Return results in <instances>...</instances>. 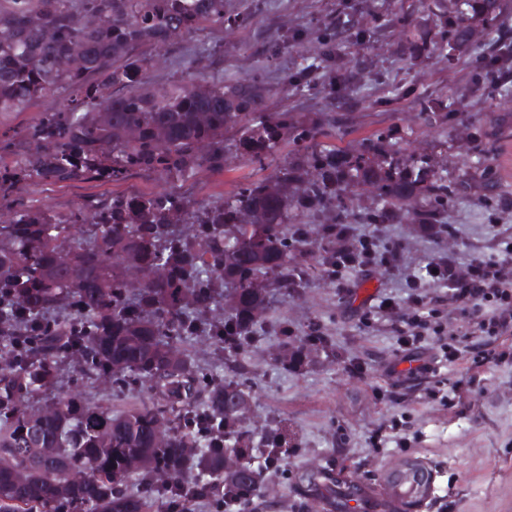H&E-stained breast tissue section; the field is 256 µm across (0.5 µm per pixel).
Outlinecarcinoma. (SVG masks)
Wrapping results in <instances>:
<instances>
[{
  "mask_svg": "<svg viewBox=\"0 0 512 512\" xmlns=\"http://www.w3.org/2000/svg\"><path fill=\"white\" fill-rule=\"evenodd\" d=\"M79 12L98 22L79 24ZM457 18L429 39L450 62L468 40L470 14ZM226 22L243 20L224 18V0H0V112L21 109L55 82L70 90L21 132L22 162L0 163V212L10 215L0 224V348L10 353L0 366V512H144L158 492L154 473L168 477L164 488L178 500L188 470L200 497L246 505L288 453L283 428L256 441L230 411L233 399L249 397L240 355L257 341L270 292L296 293L336 264L338 223L384 224L412 210L420 223L440 224L448 214L455 189L432 159L390 149L380 135L347 150L318 143L351 108L345 97L329 93L327 111L301 121L263 111L266 89L252 78L203 89L192 73L170 97L142 91L145 48ZM340 37L322 31L323 59H336ZM511 50L504 35L485 56L494 62ZM446 109L423 99L419 118L430 124ZM19 136L0 137V157L17 154ZM231 155L274 169L222 204L173 190L114 194L87 224L80 207L61 219L14 196L23 181L119 183L137 172L181 181L224 169ZM359 186L373 191L376 206H354ZM292 210L331 223L293 224ZM218 304L224 316L212 319ZM202 330L224 353L221 383L204 381L178 349ZM280 336L273 361L286 368L329 342L286 325ZM75 350L80 376L110 374L120 390L148 384L161 400L114 414L66 393L29 414L27 401L54 387L57 363ZM218 431L224 440L210 436ZM228 449L247 459L250 480L224 473ZM134 475L141 497L120 490Z\"/></svg>",
  "mask_w": 512,
  "mask_h": 512,
  "instance_id": "carcinoma-1",
  "label": "carcinoma"
}]
</instances>
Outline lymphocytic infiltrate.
Wrapping results in <instances>:
<instances>
[{
    "label": "lymphocytic infiltrate",
    "mask_w": 512,
    "mask_h": 512,
    "mask_svg": "<svg viewBox=\"0 0 512 512\" xmlns=\"http://www.w3.org/2000/svg\"><path fill=\"white\" fill-rule=\"evenodd\" d=\"M345 237L355 238L360 250L356 260L337 264L335 270L327 272L328 280L345 286L347 273L356 271L367 275L376 266L395 271L401 268L404 257L399 243H381L377 235L356 233L354 227H346ZM424 279L407 282L413 294L408 307H400L391 297L385 298L383 306L393 315V332L399 351L396 363L408 364L409 374L429 373V364L421 362L417 351L427 336H444L445 329L437 314L423 315L420 308L424 302L419 292L422 281L444 285L450 303L460 307L466 318L461 328L462 335L480 337V346L491 350L504 336H512V245L504 244L498 254L479 256L461 263L454 255H441L425 267Z\"/></svg>",
    "instance_id": "obj_1"
}]
</instances>
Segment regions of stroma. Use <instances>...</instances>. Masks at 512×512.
Instances as JSON below:
<instances>
[{"label": "stroma", "instance_id": "stroma-1", "mask_svg": "<svg viewBox=\"0 0 512 512\" xmlns=\"http://www.w3.org/2000/svg\"><path fill=\"white\" fill-rule=\"evenodd\" d=\"M457 2L224 0L225 15H250V24L232 29L208 24L178 47L147 49L148 88L173 92L189 69L209 87L254 78L269 90L266 111L296 112L303 118L325 111L329 91L350 99L353 106L336 127L337 146L352 148L362 138L382 135L404 154L434 158L457 188L446 217L455 228L451 237L433 242L418 236L412 212L389 224L360 227L385 243L401 240L407 266L419 275L434 252L467 259L491 253L498 242L512 237V102L503 85L485 79L474 66L495 33L512 32V0H498L489 19L474 23L460 62L448 64L426 49L417 59L409 57L414 34L434 32L439 22L455 15ZM329 21L342 22L349 31L338 48L352 79L333 89L324 82H290L291 74L310 64L327 74L316 36ZM366 25L373 29L370 39H355ZM289 36L295 39L293 48L281 49V40ZM65 96V88L56 85L20 111L0 113V132L22 130ZM421 98L443 99L447 116L424 125L418 116ZM253 172L252 164L232 158L223 171L201 170L178 189L219 203ZM166 186L160 174L139 173L119 184L22 183L16 193L26 204L64 218L114 192L147 194ZM348 278V293L319 275L294 295L274 293L262 316L261 340L243 358L251 393L242 429L257 438L280 425L290 440L279 470L265 473L261 482L256 499L264 512H329L298 482L320 469L344 484L383 495L387 474L407 460L422 462L432 476V498L422 512H512V365L476 366L467 357L448 363L442 375L469 378V386L449 394L444 404L428 398L427 381L389 374L397 338L388 314L376 308L385 296L407 302L408 289L381 266L371 276L352 271ZM284 323L298 336L320 326L333 346L310 353L301 369H284L271 359ZM183 350L207 379H223L224 356L208 336L193 337ZM75 365L72 358L59 364L58 392L80 393L116 413L150 399L143 388L120 392L111 379L79 377ZM401 416L416 436L412 446L391 441L372 447L371 434Z\"/></svg>", "mask_w": 512, "mask_h": 512}]
</instances>
